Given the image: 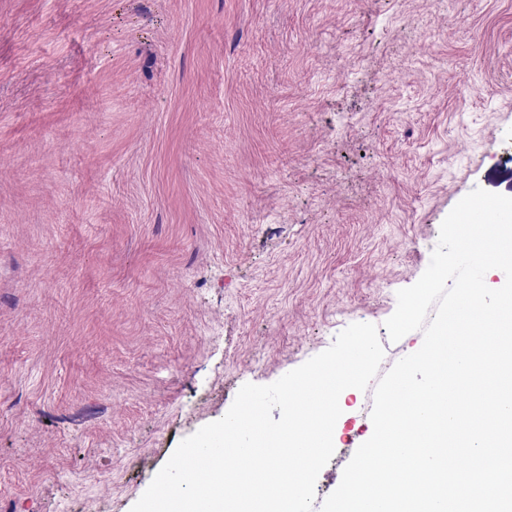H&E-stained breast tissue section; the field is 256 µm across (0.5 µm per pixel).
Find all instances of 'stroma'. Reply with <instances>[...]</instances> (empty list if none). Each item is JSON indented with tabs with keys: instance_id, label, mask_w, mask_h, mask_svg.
<instances>
[{
	"instance_id": "obj_1",
	"label": "stroma",
	"mask_w": 512,
	"mask_h": 512,
	"mask_svg": "<svg viewBox=\"0 0 512 512\" xmlns=\"http://www.w3.org/2000/svg\"><path fill=\"white\" fill-rule=\"evenodd\" d=\"M476 187L512 0H0V512H130L243 384L385 339ZM339 404L320 501L373 431Z\"/></svg>"
}]
</instances>
